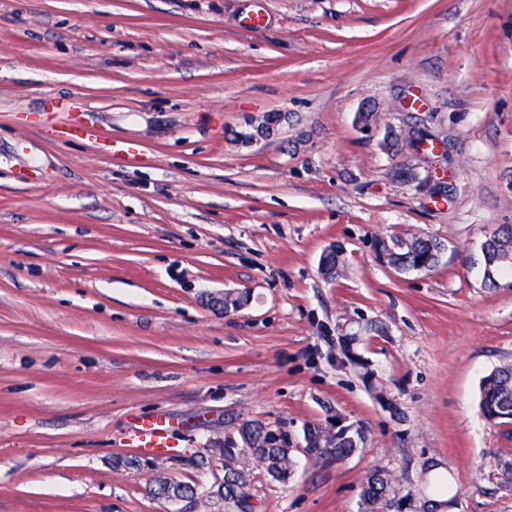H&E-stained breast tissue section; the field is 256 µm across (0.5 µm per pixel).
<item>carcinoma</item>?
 <instances>
[{"mask_svg":"<svg viewBox=\"0 0 512 512\" xmlns=\"http://www.w3.org/2000/svg\"><path fill=\"white\" fill-rule=\"evenodd\" d=\"M403 139L416 150L433 142L436 137L423 125L412 122L406 125ZM377 248L384 253L389 263L397 270L428 272L441 262L444 244L424 233L409 238L391 237L380 239ZM483 254L486 281L492 283L495 275L512 269V227L495 232L486 239ZM321 274L330 280L340 275L338 252H329L320 262ZM481 409L486 419L494 426H512V364L491 371L481 387ZM305 447L318 458L329 455L344 461L356 455L364 440L363 431L346 425L336 430L331 437L322 423L304 427ZM224 484L215 490L217 496L229 502L249 490L250 484L241 480L239 472L251 473L260 466L271 480L286 484L292 477L293 460L288 457L281 444L273 439L271 430L259 421H247L233 434L224 435ZM428 503L434 509L448 507V496L453 493L445 474L436 472L427 480ZM401 492L399 482L381 470H371L361 482V500L364 512H378L379 506L394 500ZM161 498H191L194 488L177 481H161L155 489Z\"/></svg>","mask_w":512,"mask_h":512,"instance_id":"cac0c4a2","label":"carcinoma"}]
</instances>
